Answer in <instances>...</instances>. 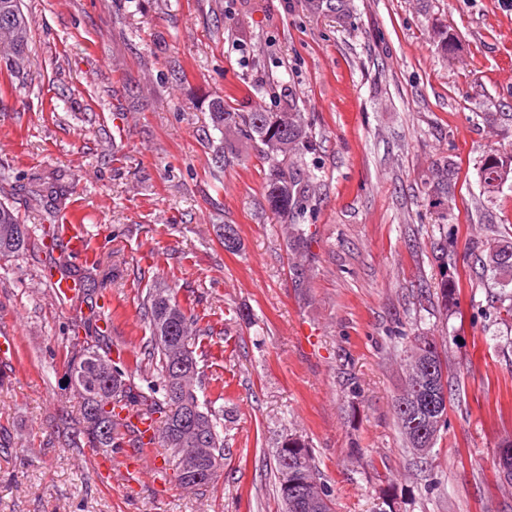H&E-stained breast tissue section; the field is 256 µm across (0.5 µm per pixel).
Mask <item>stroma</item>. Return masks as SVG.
Here are the masks:
<instances>
[{
	"mask_svg": "<svg viewBox=\"0 0 512 512\" xmlns=\"http://www.w3.org/2000/svg\"><path fill=\"white\" fill-rule=\"evenodd\" d=\"M33 20L27 74H0V189L32 232L0 258V512H283L282 437L312 446L335 512H512L493 461L512 439V320L484 319L499 288L465 258L512 222V183L486 199L479 167L512 153V0H352L347 17L307 0H22ZM448 27L457 58L431 32ZM294 99L317 140L310 213L292 251L266 198L268 165L225 148L212 100L242 112ZM495 113L490 127L474 113ZM223 165H216L217 151ZM461 167L454 220L426 194L433 163ZM70 185L67 206L32 181ZM80 226L100 261V321L140 359L147 289L194 304L201 393L224 416V463L200 491L166 468L103 479L98 451L68 441L82 400L62 343L77 316L45 271L43 226ZM234 225L240 247L219 240ZM446 237L448 264L433 246ZM460 281L461 316L437 284ZM435 337L451 370L448 427L420 457L394 408L414 336Z\"/></svg>",
	"mask_w": 512,
	"mask_h": 512,
	"instance_id": "obj_1",
	"label": "stroma"
}]
</instances>
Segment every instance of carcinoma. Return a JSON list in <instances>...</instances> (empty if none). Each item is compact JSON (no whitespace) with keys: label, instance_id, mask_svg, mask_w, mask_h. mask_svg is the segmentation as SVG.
Here are the masks:
<instances>
[{"label":"carcinoma","instance_id":"1","mask_svg":"<svg viewBox=\"0 0 512 512\" xmlns=\"http://www.w3.org/2000/svg\"><path fill=\"white\" fill-rule=\"evenodd\" d=\"M311 9L326 12H347L344 0H308ZM32 21L21 8V0H0V72L12 77L25 72L29 62V41ZM213 127L224 134V141L244 140L251 144L268 164L269 174L265 194L270 207L281 217L288 218L295 210H305L315 199V186L301 180L290 170L288 163L305 158L316 151V140L294 102L285 112H236L215 100L210 104ZM460 167L451 160L432 166L427 195L432 204L442 209V218L453 216ZM512 181V155L488 154L481 161L482 194L495 198L502 187ZM36 196L46 197L60 207L66 203L69 187L58 181L44 182ZM30 239L29 227L23 224L14 209L0 202V257L23 251ZM59 257L49 256L50 264L60 274L79 283L74 299L94 309L92 283L94 267L77 268L71 252L64 243L56 244ZM471 255L478 274L500 285V305L486 312L490 317L504 315L512 318V262L505 264L501 256H512V228L490 231L483 239L472 243ZM441 301L458 307L460 286L454 279L442 278L439 284ZM141 315L148 324L150 340L144 350L145 365L139 367L138 377L129 374L126 361L111 356L112 340L105 332L92 327V318H82L74 324L73 335L67 337V372L84 392L82 427L71 432L72 441L80 436L97 448L106 451L131 447L145 452L146 444L137 433L131 417H145L155 425L153 446L175 450L198 448L194 467L204 469L212 456L224 457V436L221 417L198 396L199 356L198 338L202 330L196 316L184 308L166 289L151 288L141 301ZM85 336H79V330ZM185 356L190 366L183 376L188 392L171 381L172 363ZM434 375L449 379L448 362L442 357L435 341L419 336L405 358V385L397 400L395 411L401 434L408 448L418 447L416 434L421 429L440 433L448 426V411L443 405H431L423 394H415L419 375ZM278 496L285 486L320 476L312 449L295 434L286 435L274 455Z\"/></svg>","mask_w":512,"mask_h":512}]
</instances>
